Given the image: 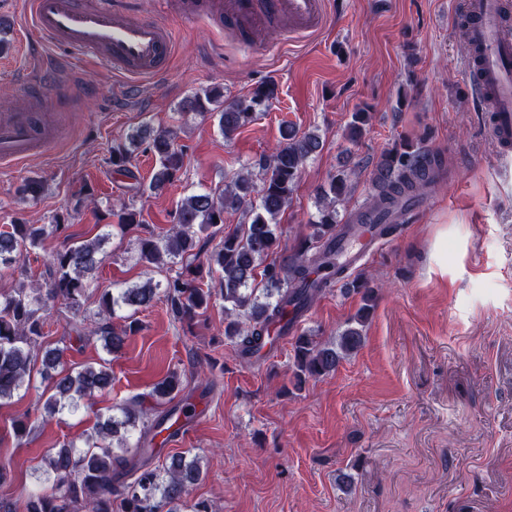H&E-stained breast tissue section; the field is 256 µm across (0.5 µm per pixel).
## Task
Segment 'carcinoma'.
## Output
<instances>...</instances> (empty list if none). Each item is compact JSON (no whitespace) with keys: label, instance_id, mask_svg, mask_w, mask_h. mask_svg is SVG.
Here are the masks:
<instances>
[{"label":"carcinoma","instance_id":"1","mask_svg":"<svg viewBox=\"0 0 512 512\" xmlns=\"http://www.w3.org/2000/svg\"><path fill=\"white\" fill-rule=\"evenodd\" d=\"M277 98L275 83L265 82L227 105L223 95L206 90L187 99L183 108L212 113L219 132L228 139ZM367 121L366 112L351 114L347 124L351 141L361 140ZM281 138L278 147L255 164L258 173L244 168L221 190L185 197L177 207L174 224L164 234L150 231L139 238L141 261L156 266L177 261L182 271L165 277L162 283L149 279L115 292L99 291V311L107 317L71 324L69 341L96 337L107 351L118 353L141 329L134 318L139 310L161 301L175 322L189 325L217 294L224 300V337L235 344L241 356L253 358L273 345L272 327L290 331L294 319L330 289L331 279L344 273L345 267L336 266V242L356 231L358 225L338 222L336 203L349 191L347 176L340 172L329 183L328 201L319 205L310 233L300 246L287 256L273 257L278 247L277 216L291 202L306 161L322 147L318 135H301L291 125L284 126ZM142 146L156 159L144 191L155 194L180 179L185 154L177 147L172 129L136 128L126 142L112 148V167L128 170L132 155ZM439 168V157L426 147L403 145L383 153L372 173L373 192L361 212L364 223L376 224L382 233L390 234L395 228L391 215L402 201L427 193L437 182ZM228 209L243 210L245 221L226 232L224 213ZM69 216L66 208L48 224L18 221L0 230V272L22 266L44 239L62 240L45 262L42 282L19 281L8 292H0V405L29 389L31 371L36 368L48 382L47 392L41 393L33 410L43 416L63 411L74 414L91 406L97 394L112 389L111 368L99 363L67 369L64 348L45 346L42 341L48 306L59 303L66 311L79 313L104 259L108 234L71 242ZM112 216L123 228L145 227L142 210L130 201L97 213L100 221ZM210 228L224 235L206 262L198 263V233ZM353 290L362 294L363 305L336 341L322 345L306 334L295 338L296 384L333 373L361 347L374 295L366 278L354 281ZM123 306L133 313L126 316L128 322L115 328L111 316ZM181 384L180 374L171 371L147 397H133L118 405L115 413L97 415L91 432L50 449L43 458L44 481L50 486L21 493L23 512H209L205 501L190 504L187 500L201 479L197 458L175 453L166 458L163 469L152 466L150 443L165 431L164 424L177 411L189 414L192 408L189 404L173 406L153 416L146 400L157 406L166 404L181 390ZM29 419L27 412L12 421L19 443L31 432ZM134 432L138 437L131 445L128 436Z\"/></svg>","mask_w":512,"mask_h":512}]
</instances>
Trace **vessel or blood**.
<instances>
[{"instance_id":"b4317fda","label":"vessel or blood","mask_w":512,"mask_h":512,"mask_svg":"<svg viewBox=\"0 0 512 512\" xmlns=\"http://www.w3.org/2000/svg\"><path fill=\"white\" fill-rule=\"evenodd\" d=\"M472 15L465 27L468 43L481 49L478 69L469 71L472 99L488 114L486 136L502 159L512 158V22L505 17L504 0H466ZM27 11L43 44L94 56L131 81L156 80L167 73L171 38L160 23L133 18L112 0H29ZM181 13L194 20L223 17L227 29L246 36L249 46L273 21L285 23L292 38L320 32L327 22L326 0H183ZM51 138L37 109L0 117V164L21 165L43 155ZM383 247L380 234L365 227L345 238L339 263L354 266L374 257Z\"/></svg>"}]
</instances>
